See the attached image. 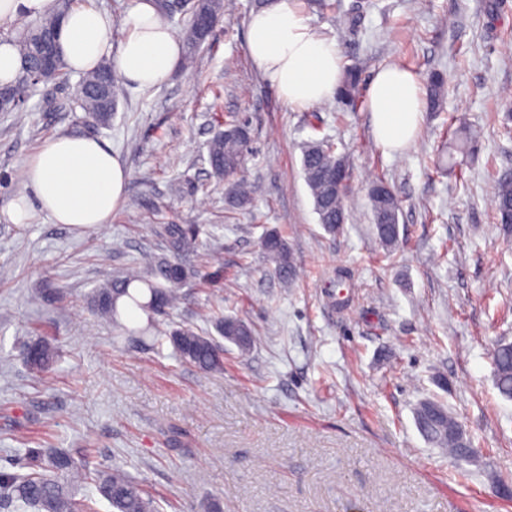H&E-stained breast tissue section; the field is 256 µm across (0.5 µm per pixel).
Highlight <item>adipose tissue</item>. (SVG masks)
<instances>
[{
  "label": "adipose tissue",
  "mask_w": 512,
  "mask_h": 512,
  "mask_svg": "<svg viewBox=\"0 0 512 512\" xmlns=\"http://www.w3.org/2000/svg\"><path fill=\"white\" fill-rule=\"evenodd\" d=\"M124 26L125 38L113 42L108 11L91 0L71 8L60 36L67 69L82 74L107 60L137 88L166 82L182 58V43L153 0H134ZM246 45L255 68L289 106L306 108L336 96L342 81L336 41L318 32L292 0L252 13ZM368 107L376 141L385 151H400L415 138L425 110L421 83L413 72L387 64L369 84ZM23 180V192L6 211L11 223H25L37 208L58 224L99 227L110 223L128 174L101 140L60 135L41 144Z\"/></svg>",
  "instance_id": "1"
}]
</instances>
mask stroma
<instances>
[{
    "instance_id": "stroma-1",
    "label": "stroma",
    "mask_w": 512,
    "mask_h": 512,
    "mask_svg": "<svg viewBox=\"0 0 512 512\" xmlns=\"http://www.w3.org/2000/svg\"><path fill=\"white\" fill-rule=\"evenodd\" d=\"M307 9L359 75L358 105L297 109L254 68L246 25L257 0H224V19L192 65L167 83L121 84L102 127L68 106V84H42L0 112V470L60 448L121 468L158 512H512V399L494 381L493 347L512 342V237L492 220L494 178L512 172V0H335ZM395 63L446 79L401 153L376 143L367 107L376 70ZM235 114L250 127L241 175L251 206L231 208L206 144ZM474 155L437 167L460 126ZM109 143L128 173L103 227L4 217L22 170L49 137ZM333 143L353 172L347 219L318 222L301 171L312 140ZM386 177L401 203L399 244L374 230L368 188ZM197 224L180 260L198 270L160 330L252 327L250 351L224 346V368L178 361L170 344L128 337L93 310L94 291L167 252L159 224ZM275 229L300 269L278 273L260 246ZM56 351L46 370L24 347ZM447 386H440L439 378ZM436 399L463 424L471 460L429 445L414 418Z\"/></svg>"
}]
</instances>
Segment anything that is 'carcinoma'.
Here are the masks:
<instances>
[{
	"mask_svg": "<svg viewBox=\"0 0 512 512\" xmlns=\"http://www.w3.org/2000/svg\"><path fill=\"white\" fill-rule=\"evenodd\" d=\"M189 30L186 39L185 61L190 63L198 50L208 40L211 21L224 15V0H199L195 10L188 12ZM62 13L56 11L35 22H26L17 34L24 62L35 67L41 62L45 41L56 29ZM112 84V95L105 96L102 89ZM359 80L355 71L348 69L342 78L337 93L340 102L352 108L357 106ZM31 84L25 77L14 85L4 87L6 95L0 97V110L16 112L29 96ZM119 85L112 68L102 64L85 73L74 88L70 100L72 110H80L93 122L105 125L112 120L119 102ZM445 80L436 74L429 81V108L438 111L443 106ZM477 145V135L464 133L459 141L450 144L449 158L452 164L454 152L467 154ZM249 153V136L245 124L238 120L224 121V129L217 131L207 143V161L212 175L228 185V203L242 209L251 204V192L240 173ZM302 171L313 199L318 222L326 231H338L346 221L345 200L352 174L346 159L335 153L334 148L321 140L309 142L303 149ZM369 199L374 228L381 245L393 249L399 242L400 201L387 179L376 178L369 188ZM494 219L506 233L512 232V174L503 173L495 179ZM158 235L165 241L167 251L178 255L193 246L199 236L197 224H160ZM261 246L276 264L279 273L294 278L297 276L292 254L285 239L275 230L265 233ZM146 270L131 269L112 283L98 288L93 303L98 315L114 320L117 314L116 301L126 296L143 312L163 315L179 300V288L183 282L196 276L194 270L177 260L165 256L145 257ZM134 283L147 287L149 299L140 301L130 293ZM216 330L225 340L234 343L243 351L254 345L251 326L237 317H222ZM169 341L174 356L183 363L192 364L207 372L224 368V347L213 337L204 336L190 326H178L154 341ZM54 352L46 343L28 349L27 363L34 368H44L53 360ZM492 360L496 387L500 394L512 399V342L506 340L496 344ZM415 422L421 435L429 443L456 458L465 455V447L471 439H463L462 424L450 413L448 407L433 399H424L415 408ZM7 489V504L14 512H96L92 498L77 500L71 489L77 484H92L96 492L105 499L113 512H154L153 501L143 496L139 484L119 468L105 474L91 467L90 461H74L69 454L52 449L44 458L42 471L28 474L0 472V485Z\"/></svg>",
	"mask_w": 512,
	"mask_h": 512,
	"instance_id": "obj_1",
	"label": "carcinoma"
}]
</instances>
